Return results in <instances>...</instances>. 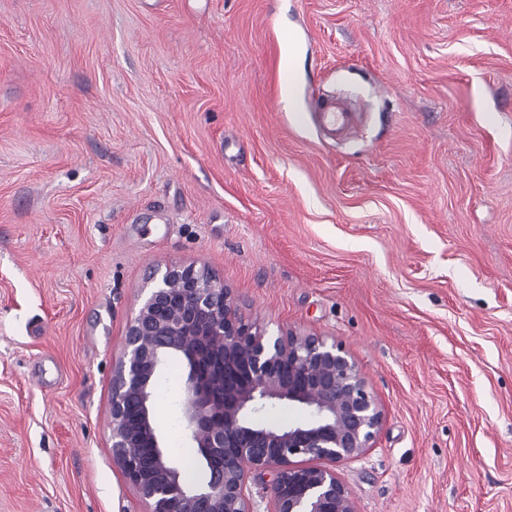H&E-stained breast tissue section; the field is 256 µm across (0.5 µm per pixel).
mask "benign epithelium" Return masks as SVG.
Here are the masks:
<instances>
[{"label": "benign epithelium", "mask_w": 512, "mask_h": 512, "mask_svg": "<svg viewBox=\"0 0 512 512\" xmlns=\"http://www.w3.org/2000/svg\"><path fill=\"white\" fill-rule=\"evenodd\" d=\"M173 359L184 368L183 430L207 471L200 485L182 479L154 421L156 381ZM277 406L302 419L258 420ZM110 417L113 461L145 512H258L251 481L266 475L264 512H357L336 464L374 447L384 410L341 346L268 334L190 263L166 267L128 322ZM139 448L151 449L148 459Z\"/></svg>", "instance_id": "benign-epithelium-1"}]
</instances>
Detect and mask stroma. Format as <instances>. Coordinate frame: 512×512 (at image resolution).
Instances as JSON below:
<instances>
[{
	"mask_svg": "<svg viewBox=\"0 0 512 512\" xmlns=\"http://www.w3.org/2000/svg\"><path fill=\"white\" fill-rule=\"evenodd\" d=\"M189 263L361 368L358 512H512V0H0V512H144L112 368ZM319 114L323 124L333 131H340L349 127V113L339 111L333 103H322Z\"/></svg>",
	"mask_w": 512,
	"mask_h": 512,
	"instance_id": "1",
	"label": "stroma"
}]
</instances>
